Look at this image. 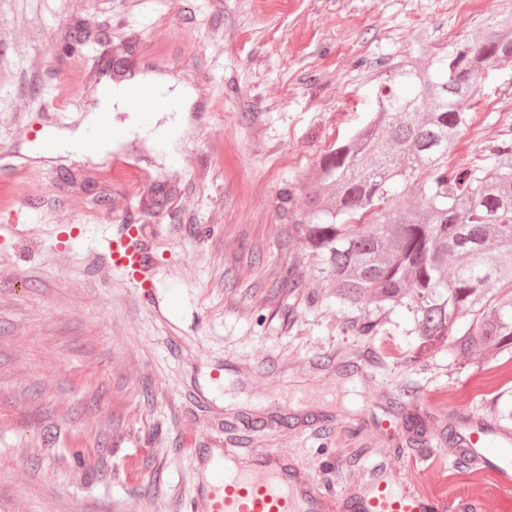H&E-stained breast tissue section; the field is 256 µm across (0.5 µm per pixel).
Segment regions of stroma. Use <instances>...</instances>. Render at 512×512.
<instances>
[{"instance_id":"stroma-1","label":"stroma","mask_w":512,"mask_h":512,"mask_svg":"<svg viewBox=\"0 0 512 512\" xmlns=\"http://www.w3.org/2000/svg\"><path fill=\"white\" fill-rule=\"evenodd\" d=\"M512 0H0V512H182L196 455L275 448L345 490L375 465L512 512L448 440L512 406V356L420 345L397 306L373 336L302 279L279 193L364 126L379 85L444 55ZM191 90L175 160L133 135L98 159L44 149L102 83ZM448 156L512 135V62L490 70ZM146 227L143 305L106 260ZM317 293L308 304V293ZM417 351L419 366L402 362ZM219 381H212L214 369Z\"/></svg>"}]
</instances>
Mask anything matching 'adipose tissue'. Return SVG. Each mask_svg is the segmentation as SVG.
I'll return each mask as SVG.
<instances>
[{"label": "adipose tissue", "instance_id": "adipose-tissue-1", "mask_svg": "<svg viewBox=\"0 0 512 512\" xmlns=\"http://www.w3.org/2000/svg\"><path fill=\"white\" fill-rule=\"evenodd\" d=\"M144 82L155 84L165 95L170 107L160 112L157 121L144 124L138 115H131L130 119L122 124L123 138H130L132 133L149 138L152 145L159 152L168 154L172 151L174 141L180 134L182 116L187 108L189 94L186 88L157 78L153 75H144ZM125 88L113 85L104 89L100 95L97 110L89 112L81 126L77 129L54 135L52 148L57 153L73 152L77 143L83 141L90 130L95 128L105 112L125 111Z\"/></svg>", "mask_w": 512, "mask_h": 512}]
</instances>
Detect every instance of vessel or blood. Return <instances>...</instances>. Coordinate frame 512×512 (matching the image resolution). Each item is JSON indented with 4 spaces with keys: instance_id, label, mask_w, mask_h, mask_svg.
Instances as JSON below:
<instances>
[{
    "instance_id": "1",
    "label": "vessel or blood",
    "mask_w": 512,
    "mask_h": 512,
    "mask_svg": "<svg viewBox=\"0 0 512 512\" xmlns=\"http://www.w3.org/2000/svg\"><path fill=\"white\" fill-rule=\"evenodd\" d=\"M126 106L148 123L166 102L153 86L136 84L127 90ZM120 133L110 117H102L80 147L107 150ZM145 235L144 225H122L120 233L108 239L104 254L148 303L153 285L145 272L154 257ZM470 453L474 464L485 468L503 491H512V466L500 461L498 448L476 433ZM386 471V465H377L364 488L331 492L319 486L310 472L292 467L279 450L253 448L244 454L228 446L209 459L186 512H447L446 497L429 494L413 483L397 485Z\"/></svg>"
}]
</instances>
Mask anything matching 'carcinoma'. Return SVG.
I'll use <instances>...</instances> for the list:
<instances>
[{
	"mask_svg": "<svg viewBox=\"0 0 512 512\" xmlns=\"http://www.w3.org/2000/svg\"><path fill=\"white\" fill-rule=\"evenodd\" d=\"M510 58L504 13L382 86L370 121L321 156L313 179L281 192L307 270L288 267L274 287L291 293L307 272L346 308L409 306L425 345L512 351V141L482 164L448 165L464 104ZM410 188L420 205L405 203Z\"/></svg>",
	"mask_w": 512,
	"mask_h": 512,
	"instance_id": "1",
	"label": "carcinoma"
}]
</instances>
